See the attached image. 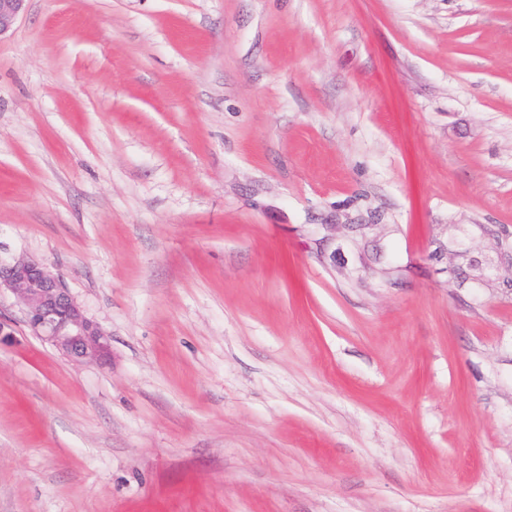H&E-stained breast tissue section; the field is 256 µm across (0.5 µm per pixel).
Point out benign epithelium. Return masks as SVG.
<instances>
[{"mask_svg":"<svg viewBox=\"0 0 512 512\" xmlns=\"http://www.w3.org/2000/svg\"><path fill=\"white\" fill-rule=\"evenodd\" d=\"M27 0H0V36L23 12ZM6 289L23 306L31 332L50 342L79 363L105 364L111 360V340L89 319L67 288L63 276L42 260L21 257L0 261V290Z\"/></svg>","mask_w":512,"mask_h":512,"instance_id":"7a95c632","label":"benign epithelium"}]
</instances>
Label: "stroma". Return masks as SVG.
Masks as SVG:
<instances>
[{"label":"stroma","mask_w":512,"mask_h":512,"mask_svg":"<svg viewBox=\"0 0 512 512\" xmlns=\"http://www.w3.org/2000/svg\"><path fill=\"white\" fill-rule=\"evenodd\" d=\"M0 512H512V0H28L0 36ZM3 288L25 309L31 332L69 359L101 365L111 360L109 335L85 315L63 276L44 261L31 257L11 263L0 260V291Z\"/></svg>","instance_id":"stroma-1"}]
</instances>
